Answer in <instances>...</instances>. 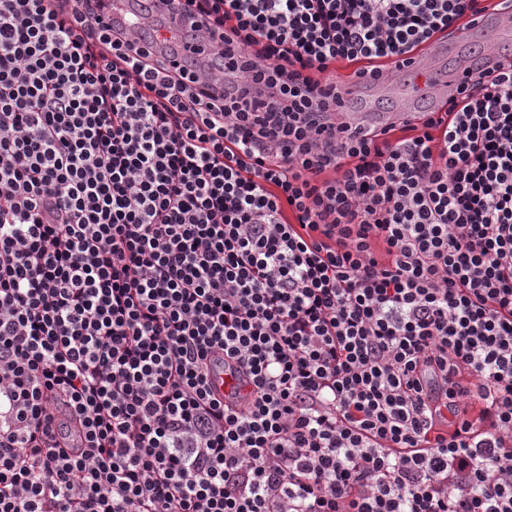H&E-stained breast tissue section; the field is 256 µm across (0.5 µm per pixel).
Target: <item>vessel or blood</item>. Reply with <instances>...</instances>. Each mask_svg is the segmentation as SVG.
I'll use <instances>...</instances> for the list:
<instances>
[{"label":"vessel or blood","instance_id":"obj_1","mask_svg":"<svg viewBox=\"0 0 512 512\" xmlns=\"http://www.w3.org/2000/svg\"><path fill=\"white\" fill-rule=\"evenodd\" d=\"M511 32L512 24L504 21L500 11L491 8L469 24L455 41H435L430 51L413 54L407 65L392 66L367 76L351 87L347 96L352 107V129L365 132L397 125L424 110L438 109L457 89L478 76L480 65L505 62V55L494 43ZM475 34L489 40L476 64L464 63L450 71L439 67V60L458 54Z\"/></svg>","mask_w":512,"mask_h":512}]
</instances>
